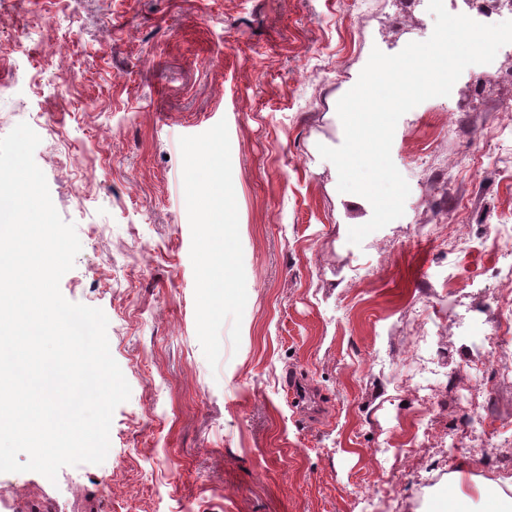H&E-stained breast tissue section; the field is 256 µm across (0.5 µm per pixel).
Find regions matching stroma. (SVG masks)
Instances as JSON below:
<instances>
[{
    "instance_id": "stroma-1",
    "label": "stroma",
    "mask_w": 512,
    "mask_h": 512,
    "mask_svg": "<svg viewBox=\"0 0 512 512\" xmlns=\"http://www.w3.org/2000/svg\"><path fill=\"white\" fill-rule=\"evenodd\" d=\"M409 11L407 29L397 19ZM433 29L426 0H0V137L21 122L40 136L34 160L81 242L60 291L104 311L131 388L102 464L63 467L53 482L0 473V512H433L441 500L490 512L486 495L458 501L449 476L462 464L488 492H512L495 466L512 456V372L500 368L512 344L485 367L459 330L473 320L498 335L503 282L486 265L489 241L474 239L461 262L447 237L452 223L512 219L499 97L472 98L466 70L449 96L420 104L458 123L434 130L432 170L460 165L444 190L419 181L424 129L400 118L391 156L410 186L405 212L358 246L348 230L372 206L340 193L318 152L342 144L337 102L372 49L392 55ZM222 120L247 303L239 346L223 339L213 369L196 332L179 139ZM441 212L448 224L433 223ZM137 241L150 251L133 252ZM422 299L437 315L421 328ZM419 372L428 420L409 385ZM290 373L320 417L294 407ZM476 415L490 424L479 442Z\"/></svg>"
}]
</instances>
